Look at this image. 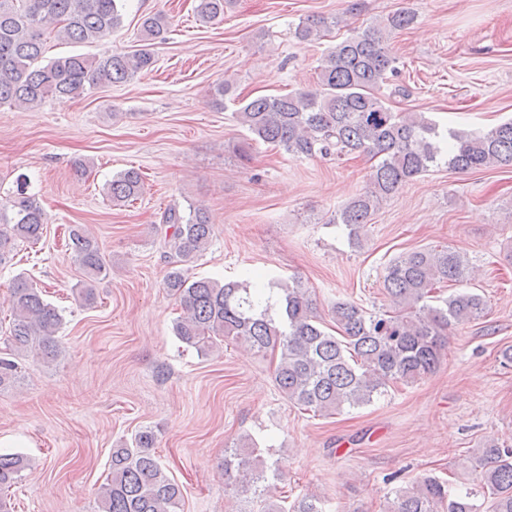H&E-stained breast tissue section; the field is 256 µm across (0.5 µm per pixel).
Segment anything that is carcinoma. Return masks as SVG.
<instances>
[{
	"label": "carcinoma",
	"mask_w": 512,
	"mask_h": 512,
	"mask_svg": "<svg viewBox=\"0 0 512 512\" xmlns=\"http://www.w3.org/2000/svg\"><path fill=\"white\" fill-rule=\"evenodd\" d=\"M229 3L197 0V16L205 23L221 19ZM122 8L123 0H0V104L37 106L50 98L76 99L97 84H123L153 70L151 46L165 39L169 27L161 13L143 18L139 49L44 60L45 31L61 41L92 44L120 27ZM413 21L414 15L399 11L383 23L353 32L328 48L315 88L242 99L235 112L251 140L295 158L334 152L377 160L368 187L336 211V223L350 227L356 244L383 201L440 161L458 172L512 168V120L459 134L440 130L422 113L395 112L386 104L380 90L388 74L398 72L388 36ZM336 25L335 20L308 17L297 25L295 36L311 41ZM143 189L142 174L135 168L118 173L106 187L112 205L120 207L136 200ZM161 220L171 231L164 242L177 263L167 275L166 288L183 309L174 323L175 335L200 351L222 338L257 353H279L274 371L278 390L315 414L359 408L393 382L422 380L439 365L448 332L486 315L485 300L473 292L433 304L435 290L466 280L468 264L455 249L420 248L386 267L383 286L395 311L373 315L352 302L338 301L331 307L336 323L332 334L323 329L308 289L298 281L281 286L265 282L263 276L223 283L189 277L183 265L202 253L212 237L203 209L185 215L170 206ZM43 224L41 206L23 187L0 204V264L17 243L38 242ZM69 240L85 276L80 298L90 302L91 282L106 271V259L85 226H72ZM61 324V314L42 291L17 277L9 331L3 338L6 350L13 357L32 354L49 363L57 357L55 338ZM17 370V361L0 357V387L12 383ZM154 444V430L146 426L132 442L112 449L109 473L98 492L101 512H180L182 489L152 452ZM476 463L488 510H481L470 492L448 497V486L429 475L398 487L385 512H512V448L488 444ZM29 466L21 453L0 452V492L12 487ZM224 476L238 492L264 498L279 472L250 441L225 451ZM290 512L325 510L320 498L305 494Z\"/></svg>",
	"instance_id": "obj_1"
}]
</instances>
